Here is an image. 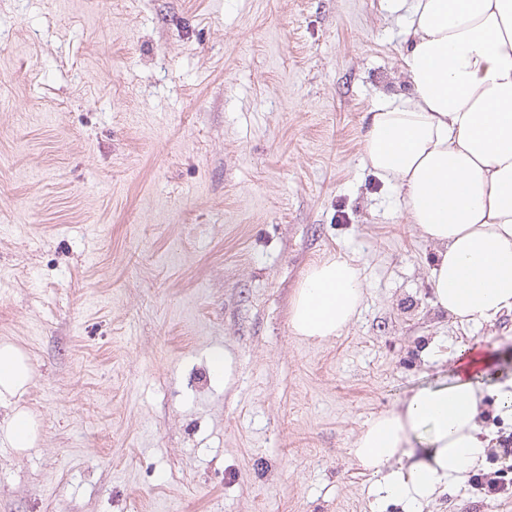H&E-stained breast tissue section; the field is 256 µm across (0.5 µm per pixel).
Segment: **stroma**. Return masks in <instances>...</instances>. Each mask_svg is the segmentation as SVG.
<instances>
[{"label": "stroma", "instance_id": "1", "mask_svg": "<svg viewBox=\"0 0 512 512\" xmlns=\"http://www.w3.org/2000/svg\"><path fill=\"white\" fill-rule=\"evenodd\" d=\"M401 28L388 0H0V338L40 430L0 443V512H374L362 426L447 381L449 345L512 363V313L433 306L432 250L361 160L364 112L408 90ZM334 255L362 310L301 339ZM363 300L357 267L347 258H327L310 267L293 296L292 329L307 339L337 336L352 322Z\"/></svg>", "mask_w": 512, "mask_h": 512}]
</instances>
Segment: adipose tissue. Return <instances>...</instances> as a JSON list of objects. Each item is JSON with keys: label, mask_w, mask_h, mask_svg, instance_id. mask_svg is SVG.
Instances as JSON below:
<instances>
[{"label": "adipose tissue", "mask_w": 512, "mask_h": 512, "mask_svg": "<svg viewBox=\"0 0 512 512\" xmlns=\"http://www.w3.org/2000/svg\"><path fill=\"white\" fill-rule=\"evenodd\" d=\"M408 44V94L366 112L363 158L398 191L401 211L434 251L432 303L462 325L512 313V0H391ZM364 300L357 267L330 257L310 267L291 307L294 333L339 335ZM448 383L405 393L357 436L351 453L370 472L377 504L422 512L481 468L492 440L485 396L512 409V373L489 383L495 354L457 347ZM33 367L0 340V439L24 452L39 439L21 398Z\"/></svg>", "instance_id": "ef3b65f1"}]
</instances>
